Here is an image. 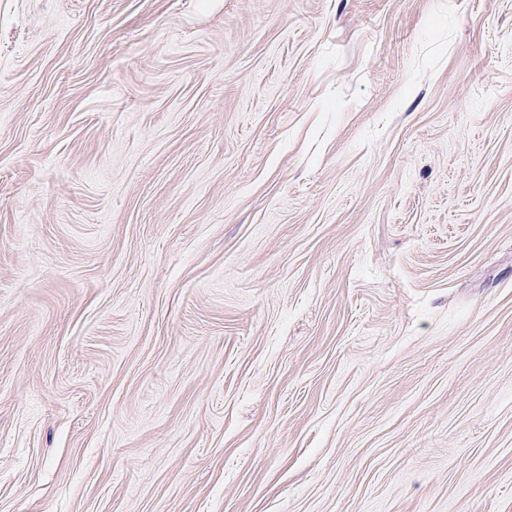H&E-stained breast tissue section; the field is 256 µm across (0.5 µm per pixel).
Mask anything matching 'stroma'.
I'll return each mask as SVG.
<instances>
[{"mask_svg":"<svg viewBox=\"0 0 512 512\" xmlns=\"http://www.w3.org/2000/svg\"><path fill=\"white\" fill-rule=\"evenodd\" d=\"M0 512H512V0H0Z\"/></svg>","mask_w":512,"mask_h":512,"instance_id":"35a3bbf8","label":"stroma"}]
</instances>
